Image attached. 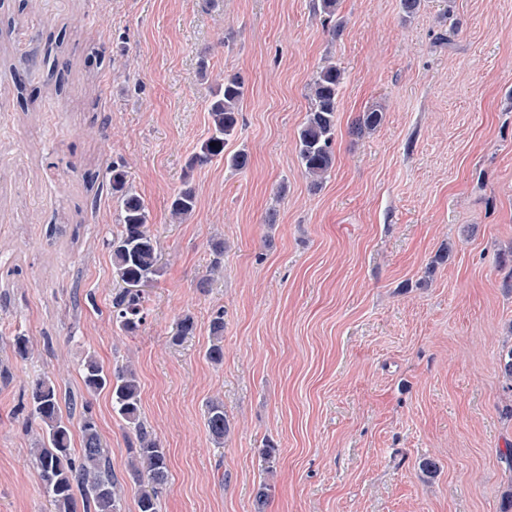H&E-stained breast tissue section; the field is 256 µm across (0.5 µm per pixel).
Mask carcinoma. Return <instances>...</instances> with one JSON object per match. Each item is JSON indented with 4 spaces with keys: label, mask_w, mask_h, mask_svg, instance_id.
<instances>
[{
    "label": "carcinoma",
    "mask_w": 512,
    "mask_h": 512,
    "mask_svg": "<svg viewBox=\"0 0 512 512\" xmlns=\"http://www.w3.org/2000/svg\"><path fill=\"white\" fill-rule=\"evenodd\" d=\"M316 11L330 25L332 33L342 25L338 14L339 0H316ZM38 0H24L18 15L5 21L11 33L22 23V18L38 12ZM48 52L54 53L51 70V90L64 94L68 88L69 63H59L65 52L64 41L49 37ZM343 83V71L329 61L319 67L308 84L309 110L298 129L296 150L306 177L317 187L332 170L335 162L336 112ZM247 92L244 79L238 74L224 75L223 83L213 92L208 105L210 133L198 151L188 161L183 187L174 194L170 215L176 223L183 222L196 206V193L192 185L194 170L214 161L222 160L234 169L248 165L249 155L244 149L226 152L229 142L237 135L241 105ZM383 113L370 108L355 122L358 133L375 130ZM108 183L112 197L119 205V224L107 246L112 257L113 280L112 318L119 329L133 334L144 325L148 315L145 287L161 273L156 236L148 224L143 200L128 184L125 166L112 164ZM212 259L207 268L210 281L224 270V241L214 240L209 245ZM211 344L208 358L214 363L224 360V309H216L210 319ZM84 393L60 397L57 386L47 375L36 376L30 385L31 418L38 421L42 437L33 449L34 465L54 512H77L76 497H81L83 512H122L119 488L121 482L112 472L109 448L99 431L91 410L90 396L106 390L112 397V410L132 431L134 441L128 448L127 475L139 486L137 512H160V498L168 483L167 455L153 431L142 419L141 386L136 373L129 367L114 372L104 369L94 354L81 362ZM68 406L63 411L62 405ZM79 412L81 417V444L72 447L69 416ZM205 421L211 440L218 446L230 432V423L224 411V401L211 399L206 404ZM263 483L257 493L258 506H263L271 491L269 477L276 472L278 448L267 443L259 450Z\"/></svg>",
    "instance_id": "obj_1"
}]
</instances>
